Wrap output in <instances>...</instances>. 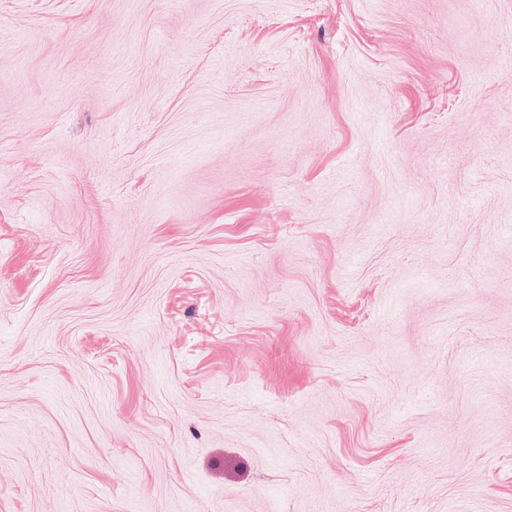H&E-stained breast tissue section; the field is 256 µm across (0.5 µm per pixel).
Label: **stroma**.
I'll return each mask as SVG.
<instances>
[{"mask_svg":"<svg viewBox=\"0 0 512 512\" xmlns=\"http://www.w3.org/2000/svg\"><path fill=\"white\" fill-rule=\"evenodd\" d=\"M512 0H0V512H512Z\"/></svg>","mask_w":512,"mask_h":512,"instance_id":"stroma-1","label":"stroma"}]
</instances>
